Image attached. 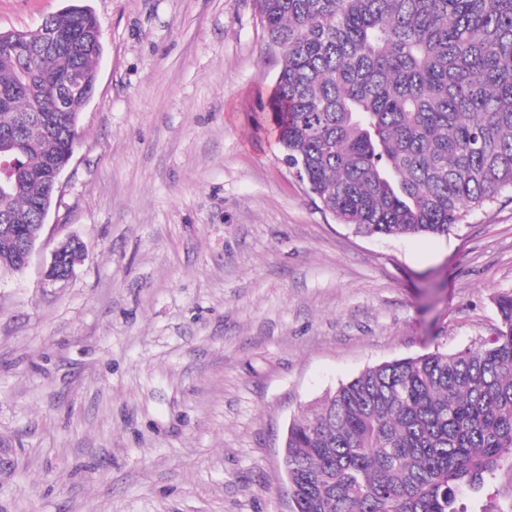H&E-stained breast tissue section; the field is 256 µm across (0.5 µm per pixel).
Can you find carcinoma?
<instances>
[{"label": "carcinoma", "mask_w": 512, "mask_h": 512, "mask_svg": "<svg viewBox=\"0 0 512 512\" xmlns=\"http://www.w3.org/2000/svg\"><path fill=\"white\" fill-rule=\"evenodd\" d=\"M282 49L262 121L324 209L364 236H446L512 191V0H255ZM49 16L74 37L55 73L96 71L93 20ZM0 138L31 112L52 129L0 190V225L35 223L44 183L28 170L60 154L70 113L57 87L0 47ZM14 245L0 232V270ZM500 326L474 349L368 367L288 425L292 512H461L512 460V292L493 296Z\"/></svg>", "instance_id": "carcinoma-1"}]
</instances>
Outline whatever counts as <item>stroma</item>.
I'll return each instance as SVG.
<instances>
[{
  "instance_id": "35a3bbf8",
  "label": "stroma",
  "mask_w": 512,
  "mask_h": 512,
  "mask_svg": "<svg viewBox=\"0 0 512 512\" xmlns=\"http://www.w3.org/2000/svg\"><path fill=\"white\" fill-rule=\"evenodd\" d=\"M69 0H0V32ZM92 99L28 267L0 273V512H290L291 419L362 370L478 347L512 292V192L446 237H363L255 119L253 0H86ZM73 276L44 270L67 238ZM468 512H512V469ZM66 241L71 243V247L64 252L63 247L59 246L51 256L45 271V276L49 280L57 281L69 278L83 260L84 243L76 237H70Z\"/></svg>"
}]
</instances>
